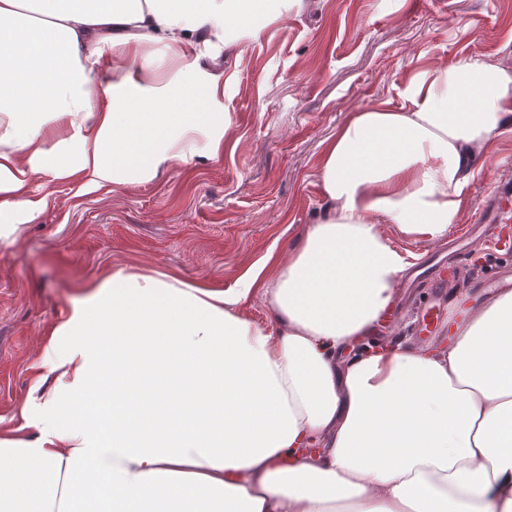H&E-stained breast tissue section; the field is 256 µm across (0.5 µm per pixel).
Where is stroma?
Wrapping results in <instances>:
<instances>
[{
    "mask_svg": "<svg viewBox=\"0 0 512 512\" xmlns=\"http://www.w3.org/2000/svg\"><path fill=\"white\" fill-rule=\"evenodd\" d=\"M468 56L512 64V0H316L237 56L224 88L232 127L217 157L199 152L148 182L90 187L40 175L35 219L0 213V436L34 438L35 398L56 381L39 364L48 334L84 285L118 268L158 270L228 290L266 256L287 260L323 202L318 161L351 112L400 105L408 77ZM467 188L461 225L476 223L501 177L512 178V133L494 141ZM463 260L442 293L399 291L379 341L450 344L454 295L480 302L512 272V252ZM439 315L425 331L427 311Z\"/></svg>",
    "mask_w": 512,
    "mask_h": 512,
    "instance_id": "1",
    "label": "stroma"
}]
</instances>
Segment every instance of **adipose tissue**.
<instances>
[{
  "instance_id": "adipose-tissue-1",
  "label": "adipose tissue",
  "mask_w": 512,
  "mask_h": 512,
  "mask_svg": "<svg viewBox=\"0 0 512 512\" xmlns=\"http://www.w3.org/2000/svg\"><path fill=\"white\" fill-rule=\"evenodd\" d=\"M306 6L0 0V208L31 220L37 173L151 180L199 134L217 156L210 61ZM510 131L512 66L420 68L400 106L324 143V206L288 261L231 291L123 269L89 285L50 331L60 389L36 437H0V512H512V289L452 346L364 341L407 269L382 225L444 237ZM255 291L262 324L241 312Z\"/></svg>"
}]
</instances>
